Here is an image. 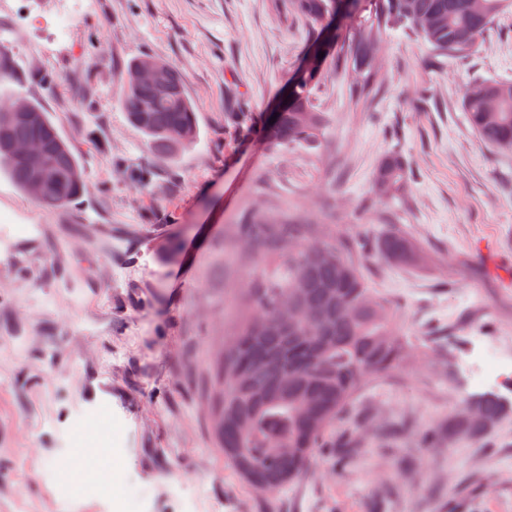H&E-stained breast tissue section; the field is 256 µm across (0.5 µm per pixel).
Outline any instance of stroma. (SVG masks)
<instances>
[{
  "label": "stroma",
  "mask_w": 512,
  "mask_h": 512,
  "mask_svg": "<svg viewBox=\"0 0 512 512\" xmlns=\"http://www.w3.org/2000/svg\"><path fill=\"white\" fill-rule=\"evenodd\" d=\"M59 8L0 0V94L48 112L86 180L54 207L0 174V512L16 497L56 512L53 489L87 480L102 493L77 512H105L109 491L125 512H189L186 483L221 512H512V419L480 444L424 442L481 392L464 366L474 343H512V151L484 144L461 107L470 78L512 79V5L461 63L394 33L364 81L347 31L316 94L326 130L313 148L262 136L312 37L271 0H97L66 24ZM143 55L175 64L197 109L198 140L172 162L121 105L125 68ZM392 150L410 170L397 202L371 182ZM262 212L331 245L394 224L418 252L395 268L370 251L362 266L410 339L404 363L365 385L314 470L265 494L217 448L207 410L233 300L267 267L236 226ZM9 222L34 231L4 234ZM381 427L397 431L391 447H378ZM354 434L345 467L335 448Z\"/></svg>",
  "instance_id": "1"
}]
</instances>
